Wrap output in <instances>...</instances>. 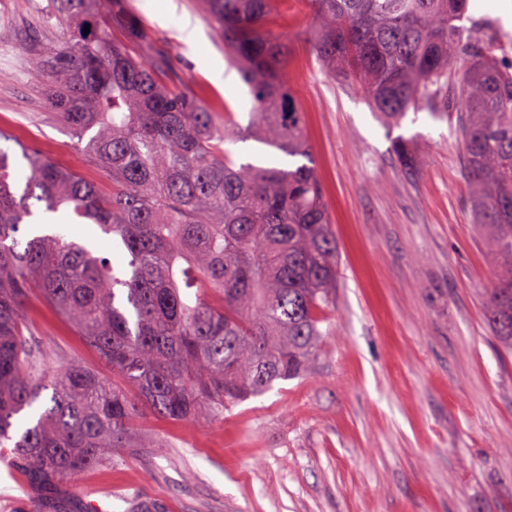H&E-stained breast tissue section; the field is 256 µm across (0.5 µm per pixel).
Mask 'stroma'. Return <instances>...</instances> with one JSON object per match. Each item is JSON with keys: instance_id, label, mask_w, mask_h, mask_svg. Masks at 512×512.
<instances>
[{"instance_id": "obj_1", "label": "stroma", "mask_w": 512, "mask_h": 512, "mask_svg": "<svg viewBox=\"0 0 512 512\" xmlns=\"http://www.w3.org/2000/svg\"><path fill=\"white\" fill-rule=\"evenodd\" d=\"M495 2L469 0L468 14L508 60L512 26ZM124 3L146 32L133 54L167 57L177 88L247 122L248 89L198 0ZM313 26L309 0H276L269 30L291 47L283 79L304 114L340 255L317 357L304 377L221 418L142 417L160 452L61 483L75 512L92 500L125 512L135 495L165 500L171 512H512V353L485 316L499 268L473 224L462 144L444 114L412 109L400 125L384 121L362 88L320 68ZM63 40L49 0H0V128L108 192L55 121L49 80L26 67ZM401 139L411 177L394 151ZM25 315L49 354L46 370L69 360L99 367L38 296ZM36 496L17 468L0 467V512H34Z\"/></svg>"}]
</instances>
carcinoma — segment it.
<instances>
[{"label": "carcinoma", "instance_id": "carcinoma-1", "mask_svg": "<svg viewBox=\"0 0 512 512\" xmlns=\"http://www.w3.org/2000/svg\"><path fill=\"white\" fill-rule=\"evenodd\" d=\"M255 111L219 118L166 82L168 63L138 59L108 37L119 0H52L67 39L32 55L50 75L49 104L112 192L53 164L1 128L26 167L0 148V452L48 489L106 460L159 443L138 431L145 410L171 422L214 419L314 362L336 298L339 252L305 136L281 77L288 47L263 33L273 0H204ZM310 50L363 87L398 125L411 109H447L463 74L454 128L474 223L500 273L488 324L512 348V66L487 36L457 25L468 0H310ZM90 32L85 34V26ZM254 140L295 167L238 163ZM93 224L125 262L114 266L57 222ZM64 319L112 379L78 362L42 373L24 316L32 292ZM40 512H67L50 494ZM129 512H169L136 497Z\"/></svg>", "mask_w": 512, "mask_h": 512}]
</instances>
